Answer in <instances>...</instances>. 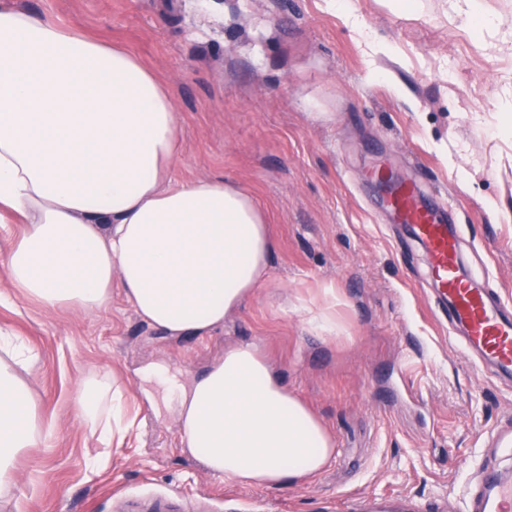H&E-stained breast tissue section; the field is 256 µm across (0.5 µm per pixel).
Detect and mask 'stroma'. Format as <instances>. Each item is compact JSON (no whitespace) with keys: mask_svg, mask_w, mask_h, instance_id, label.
Listing matches in <instances>:
<instances>
[{"mask_svg":"<svg viewBox=\"0 0 512 512\" xmlns=\"http://www.w3.org/2000/svg\"><path fill=\"white\" fill-rule=\"evenodd\" d=\"M128 47L170 90L182 150L173 183L224 178L267 214L264 284L203 338L149 326L113 290L107 311L0 306V328L35 361L19 376L56 423L25 449L0 512H118L122 497L173 494V512H466L470 467L512 484V455L487 431L512 415V381L487 373L431 295L426 252L381 206L382 169L419 181L450 211L467 273L512 302V0H483L464 24L444 0L416 15L382 0H11ZM336 291L327 304L325 289ZM332 309L328 334L310 310ZM255 346L331 433L335 452L307 480L241 487L180 447L176 402L148 366L189 383L226 347ZM91 372L125 389L136 429L107 465L73 412Z\"/></svg>","mask_w":512,"mask_h":512,"instance_id":"1","label":"stroma"}]
</instances>
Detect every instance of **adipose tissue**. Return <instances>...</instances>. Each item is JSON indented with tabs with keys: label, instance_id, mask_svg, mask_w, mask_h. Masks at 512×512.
<instances>
[{
	"label": "adipose tissue",
	"instance_id": "obj_1",
	"mask_svg": "<svg viewBox=\"0 0 512 512\" xmlns=\"http://www.w3.org/2000/svg\"><path fill=\"white\" fill-rule=\"evenodd\" d=\"M180 154L172 95L127 48L0 0V223L23 230L0 266L13 291L48 308L107 310L112 287L173 336L223 325L265 279L273 254L254 198L219 177L171 185ZM24 348L0 336V490L13 461L48 439L15 367ZM77 417L98 444L133 423L117 382H79ZM184 451L244 487L297 483L334 448L327 429L250 345L182 393Z\"/></svg>",
	"mask_w": 512,
	"mask_h": 512
}]
</instances>
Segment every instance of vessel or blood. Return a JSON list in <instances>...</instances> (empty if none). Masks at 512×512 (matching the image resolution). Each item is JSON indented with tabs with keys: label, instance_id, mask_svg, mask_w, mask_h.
Segmentation results:
<instances>
[{
	"label": "vessel or blood",
	"instance_id": "1",
	"mask_svg": "<svg viewBox=\"0 0 512 512\" xmlns=\"http://www.w3.org/2000/svg\"><path fill=\"white\" fill-rule=\"evenodd\" d=\"M385 208L427 253L434 289L447 302L451 323L462 326L465 342L487 360L496 373L512 377V303L491 297L459 266L460 236L446 214L426 202L411 181L386 178ZM478 492L473 512H512V485L497 482L483 467L474 472Z\"/></svg>",
	"mask_w": 512,
	"mask_h": 512
}]
</instances>
